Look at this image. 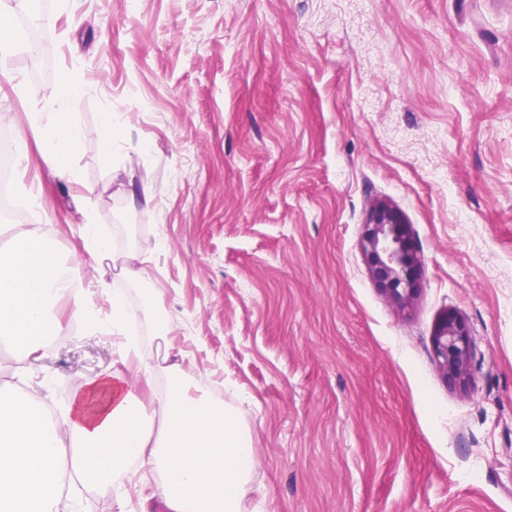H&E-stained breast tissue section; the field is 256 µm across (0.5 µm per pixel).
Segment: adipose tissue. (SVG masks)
Segmentation results:
<instances>
[{
	"mask_svg": "<svg viewBox=\"0 0 512 512\" xmlns=\"http://www.w3.org/2000/svg\"><path fill=\"white\" fill-rule=\"evenodd\" d=\"M32 121L41 132L45 166L58 178L76 180L64 158L85 130L63 112H36ZM80 238L95 263L111 261L135 280L151 260L149 246L115 253L91 214ZM101 297L111 304L110 316L100 314ZM61 301L84 334L106 332L116 339L127 371L103 375L73 393L53 418L32 396L0 387V512H77V496L67 486H125L135 477V460L160 473L157 494L166 512H243L256 458L239 412L214 398L207 383L183 380L179 365L146 357L130 332L134 316L124 292L106 288L82 263L60 259L46 226L29 225L0 251V342L36 356L42 340L65 332L53 313ZM160 374L166 389L151 414H144L136 388ZM65 448L74 451L69 471L60 464Z\"/></svg>",
	"mask_w": 512,
	"mask_h": 512,
	"instance_id": "ef3b65f1",
	"label": "adipose tissue"
}]
</instances>
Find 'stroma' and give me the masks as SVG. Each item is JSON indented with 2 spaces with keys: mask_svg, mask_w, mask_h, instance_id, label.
I'll use <instances>...</instances> for the list:
<instances>
[{
  "mask_svg": "<svg viewBox=\"0 0 512 512\" xmlns=\"http://www.w3.org/2000/svg\"><path fill=\"white\" fill-rule=\"evenodd\" d=\"M48 58L0 60V120L28 157L13 198L81 253L93 207L117 252L156 245L183 352L238 409L257 465L247 512H512V0H50ZM66 82L86 93L66 102ZM87 132L54 177L32 113ZM412 228L400 307L360 236L374 201ZM473 342L466 383L434 358L440 317ZM43 406L122 369L112 337L44 348ZM83 488L79 512H137L160 481Z\"/></svg>",
  "mask_w": 512,
  "mask_h": 512,
  "instance_id": "1",
  "label": "stroma"
}]
</instances>
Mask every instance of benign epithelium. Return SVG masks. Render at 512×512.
<instances>
[{
	"instance_id": "obj_1",
	"label": "benign epithelium",
	"mask_w": 512,
	"mask_h": 512,
	"mask_svg": "<svg viewBox=\"0 0 512 512\" xmlns=\"http://www.w3.org/2000/svg\"><path fill=\"white\" fill-rule=\"evenodd\" d=\"M361 249L375 283L398 303L409 304L418 289L421 260L402 213L387 202L375 203L363 225ZM472 348L464 320L456 314L444 315L434 332L433 353L447 377L465 381Z\"/></svg>"
}]
</instances>
